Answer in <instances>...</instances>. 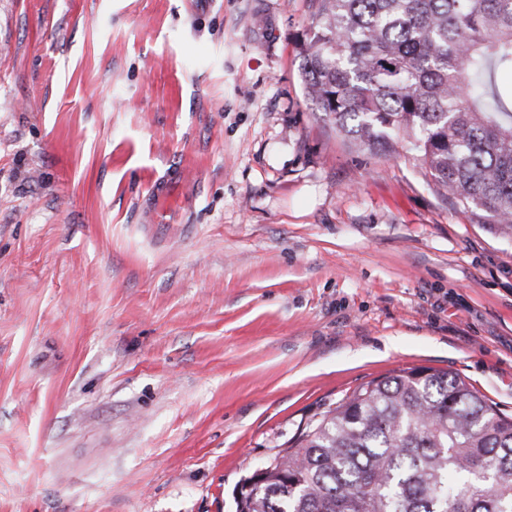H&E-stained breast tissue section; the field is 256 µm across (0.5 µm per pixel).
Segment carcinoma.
Returning <instances> with one entry per match:
<instances>
[{
	"instance_id": "1",
	"label": "carcinoma",
	"mask_w": 512,
	"mask_h": 512,
	"mask_svg": "<svg viewBox=\"0 0 512 512\" xmlns=\"http://www.w3.org/2000/svg\"><path fill=\"white\" fill-rule=\"evenodd\" d=\"M308 100L372 153L512 229V0H318ZM235 512H512V417L448 371L372 380L307 425Z\"/></svg>"
}]
</instances>
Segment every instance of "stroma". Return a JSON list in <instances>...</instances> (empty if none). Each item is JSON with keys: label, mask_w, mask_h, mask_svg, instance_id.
Masks as SVG:
<instances>
[{"label": "stroma", "mask_w": 512, "mask_h": 512, "mask_svg": "<svg viewBox=\"0 0 512 512\" xmlns=\"http://www.w3.org/2000/svg\"><path fill=\"white\" fill-rule=\"evenodd\" d=\"M316 10L0 0V512H235L403 369L512 415V229L312 110ZM182 172L180 169L174 175L163 180H157L151 189L148 210L152 215L154 229L159 230L160 225L167 224V213L161 210V205L170 200L179 184L182 182Z\"/></svg>", "instance_id": "1"}]
</instances>
